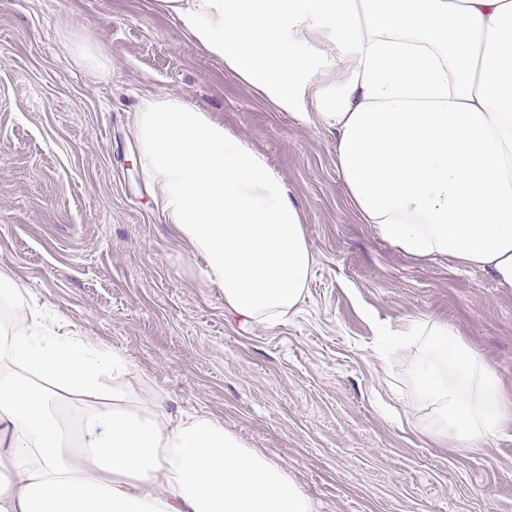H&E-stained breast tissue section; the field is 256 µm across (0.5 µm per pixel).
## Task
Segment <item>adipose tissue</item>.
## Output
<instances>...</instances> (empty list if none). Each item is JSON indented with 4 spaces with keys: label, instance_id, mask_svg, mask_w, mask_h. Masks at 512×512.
<instances>
[{
    "label": "adipose tissue",
    "instance_id": "obj_1",
    "mask_svg": "<svg viewBox=\"0 0 512 512\" xmlns=\"http://www.w3.org/2000/svg\"><path fill=\"white\" fill-rule=\"evenodd\" d=\"M190 35L281 111L336 132L361 223L419 259L512 289V0H171ZM139 162L225 308L287 321L313 259L266 157L178 96L135 114ZM0 512H315L280 464L221 420L136 391L132 362L19 304L0 273ZM432 437L493 442L512 422L496 372L447 324L391 333Z\"/></svg>",
    "mask_w": 512,
    "mask_h": 512
}]
</instances>
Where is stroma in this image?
Masks as SVG:
<instances>
[{"label":"stroma","mask_w":512,"mask_h":512,"mask_svg":"<svg viewBox=\"0 0 512 512\" xmlns=\"http://www.w3.org/2000/svg\"><path fill=\"white\" fill-rule=\"evenodd\" d=\"M165 95L263 152L301 209L313 270L286 322H238L161 220L133 122ZM335 146L226 70L167 0H0V272L26 300L126 356L167 410L223 421L318 512H512V423L445 446L424 430L414 355L378 350L409 319L447 323L512 397V289L360 223Z\"/></svg>","instance_id":"obj_1"}]
</instances>
